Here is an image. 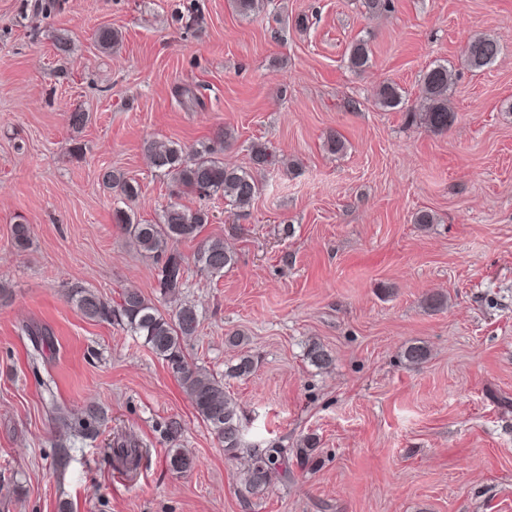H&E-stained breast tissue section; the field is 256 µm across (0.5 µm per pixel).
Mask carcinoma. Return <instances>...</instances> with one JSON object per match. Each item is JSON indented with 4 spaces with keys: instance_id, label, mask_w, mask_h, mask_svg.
I'll return each instance as SVG.
<instances>
[{
    "instance_id": "1",
    "label": "carcinoma",
    "mask_w": 512,
    "mask_h": 512,
    "mask_svg": "<svg viewBox=\"0 0 512 512\" xmlns=\"http://www.w3.org/2000/svg\"><path fill=\"white\" fill-rule=\"evenodd\" d=\"M97 43L105 51L120 45L121 36L110 28L96 32ZM500 52L499 43L490 37L480 36L466 46L467 63L475 68L495 61ZM350 68L362 72L369 66L370 51L359 41L351 46L348 58ZM452 74L445 65L431 67L423 77L420 88L422 111L411 113L413 121L429 131L442 133L448 130L455 114L448 108V91ZM378 103L394 108L402 103L399 87L393 83L381 85ZM233 139L232 132L221 129L215 144L202 150L187 151L172 141L151 140L144 150L153 167L170 178L177 190L199 197L220 195L235 209L250 207L262 191V183L249 171L224 164L219 153ZM252 165L264 170L277 163V156L263 144L253 146ZM102 184L121 200L132 202L139 196L138 183L120 171L106 170L101 174ZM113 219L139 251L161 263L158 273L159 293L174 303L172 312L161 311L151 300L137 290L126 289L119 294V302L112 305L88 288H71L69 299L87 319L97 322H121L131 333L143 338L153 353L161 357L177 379L196 414L208 426L211 434L224 447L230 458H247V468L241 481V492L258 496L271 484L272 474H288V449L276 442L248 443L244 438L242 417L237 402L224 390V380L206 368L189 361L185 353L188 340L197 335L200 320L197 309L180 298L183 286V257L174 245L196 239L204 225L210 223L209 211L199 208L189 210L179 203L169 205L155 222H139L122 208L115 209ZM11 239L19 250H26L32 242V228L25 221L11 227ZM235 253L224 247V242L205 240L194 254V263L203 274L211 277L224 275V268L234 265ZM430 355L425 345L412 344L404 351L406 361L412 365L425 363ZM307 357L318 368L332 363V356L318 343L309 346ZM254 370V361L242 356L228 367L226 376L241 378ZM113 460L128 470L136 468L143 450L140 448H114ZM166 465L174 474H185L194 467L193 457L183 448H170Z\"/></svg>"
}]
</instances>
